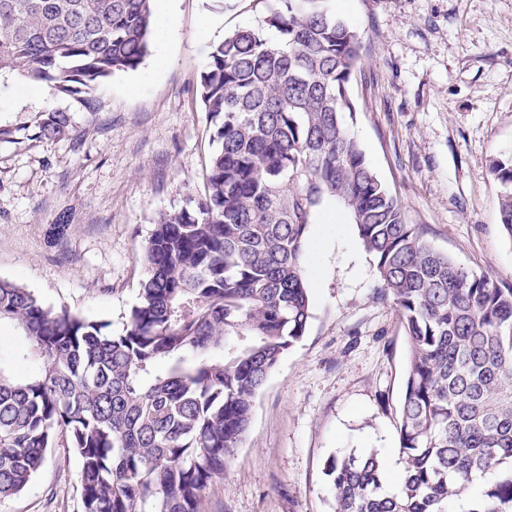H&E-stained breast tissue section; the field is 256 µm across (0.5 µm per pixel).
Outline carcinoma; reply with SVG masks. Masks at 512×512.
<instances>
[{
	"label": "carcinoma",
	"instance_id": "obj_1",
	"mask_svg": "<svg viewBox=\"0 0 512 512\" xmlns=\"http://www.w3.org/2000/svg\"><path fill=\"white\" fill-rule=\"evenodd\" d=\"M154 0H0V76L89 94L149 50ZM328 0H276L213 45L200 94L214 126L204 193L158 213L122 332L0 279V321L36 373L0 365V503L50 448L79 461V512H205L255 396L310 319L308 226L341 211L374 261L408 343L399 486L374 451L328 464L334 512H448L476 475L512 465V286L434 248L366 158L346 117L363 36ZM72 132L70 113L30 122ZM512 235V158L493 163ZM235 344L229 346L226 339ZM469 512H512V469Z\"/></svg>",
	"mask_w": 512,
	"mask_h": 512
}]
</instances>
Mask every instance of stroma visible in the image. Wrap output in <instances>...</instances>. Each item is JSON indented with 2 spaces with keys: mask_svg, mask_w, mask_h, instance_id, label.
<instances>
[{
  "mask_svg": "<svg viewBox=\"0 0 512 512\" xmlns=\"http://www.w3.org/2000/svg\"><path fill=\"white\" fill-rule=\"evenodd\" d=\"M358 28L349 129L408 223L478 274L512 284V235L499 218L496 160L512 156V0H329ZM263 0H155L150 51L90 98L45 81L0 84V279L120 332L137 302L155 216L204 191L214 149L199 96L213 44L254 26ZM69 112L62 140L33 138L31 117ZM312 318L254 400L250 427L208 492L206 512H330L336 456L397 451L408 345L378 292L372 257L335 210L308 227ZM23 336L0 323V363L19 379ZM79 463L51 449L30 487L0 512H77Z\"/></svg>",
  "mask_w": 512,
  "mask_h": 512,
  "instance_id": "1",
  "label": "stroma"
}]
</instances>
